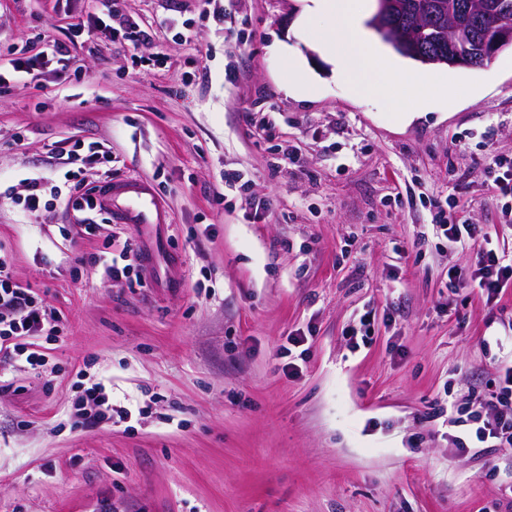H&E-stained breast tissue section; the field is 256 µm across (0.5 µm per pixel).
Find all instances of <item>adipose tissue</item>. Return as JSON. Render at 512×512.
Segmentation results:
<instances>
[{"label": "adipose tissue", "mask_w": 512, "mask_h": 512, "mask_svg": "<svg viewBox=\"0 0 512 512\" xmlns=\"http://www.w3.org/2000/svg\"><path fill=\"white\" fill-rule=\"evenodd\" d=\"M361 8L362 0H312L310 12L333 22L331 31L322 39L323 51L335 58L341 76L355 86L378 90L401 85L406 91L407 104L399 117L411 120L419 93V77L378 52L359 26Z\"/></svg>", "instance_id": "adipose-tissue-1"}]
</instances>
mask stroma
Returning a JSON list of instances; mask_svg holds the SVG:
<instances>
[{"label": "stroma", "mask_w": 512, "mask_h": 512, "mask_svg": "<svg viewBox=\"0 0 512 512\" xmlns=\"http://www.w3.org/2000/svg\"><path fill=\"white\" fill-rule=\"evenodd\" d=\"M307 6L0 0V58L66 47L26 85L0 83V255L58 316L33 339L43 365H0V512H512V452L458 449L467 425L430 417L468 418L512 355V287L495 305L451 289L475 252L434 230L451 204L512 252V192L495 182L512 46L451 68L379 43L455 88L451 103L424 88L404 122L402 90L337 78L320 49L332 22ZM299 73L309 92H286ZM91 143L89 186H152L170 266L109 280L100 257L151 251L139 227L105 210L86 233L65 193L24 211L21 180ZM297 331L291 374L279 351ZM94 380L132 419L82 426Z\"/></svg>", "instance_id": "obj_1"}]
</instances>
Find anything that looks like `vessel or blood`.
I'll return each instance as SVG.
<instances>
[{"mask_svg": "<svg viewBox=\"0 0 512 512\" xmlns=\"http://www.w3.org/2000/svg\"><path fill=\"white\" fill-rule=\"evenodd\" d=\"M97 200L111 210L116 222L138 225L154 241L162 240L166 215L148 185L136 182L115 193L103 192Z\"/></svg>", "mask_w": 512, "mask_h": 512, "instance_id": "obj_1", "label": "vessel or blood"}]
</instances>
